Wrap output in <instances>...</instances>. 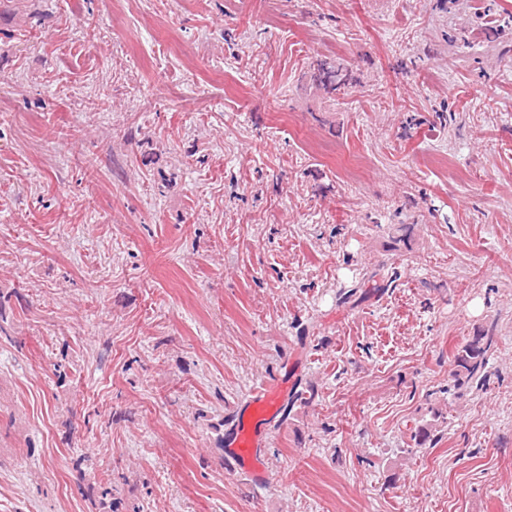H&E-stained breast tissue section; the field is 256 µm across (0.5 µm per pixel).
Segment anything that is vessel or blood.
<instances>
[{"label": "vessel or blood", "mask_w": 512, "mask_h": 512, "mask_svg": "<svg viewBox=\"0 0 512 512\" xmlns=\"http://www.w3.org/2000/svg\"><path fill=\"white\" fill-rule=\"evenodd\" d=\"M290 392L291 386L284 379L274 384H260L234 409L228 421L227 461L252 484L260 485L267 479L261 463V450L267 432L282 414Z\"/></svg>", "instance_id": "obj_1"}]
</instances>
